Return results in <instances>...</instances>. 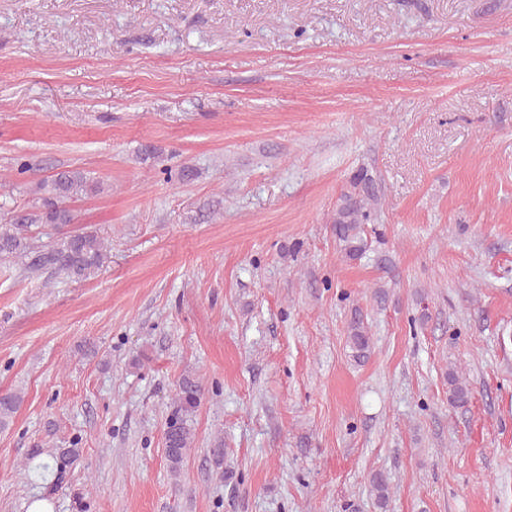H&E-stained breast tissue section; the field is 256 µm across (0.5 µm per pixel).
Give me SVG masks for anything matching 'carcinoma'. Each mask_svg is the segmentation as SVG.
I'll return each instance as SVG.
<instances>
[{"label":"carcinoma","instance_id":"1","mask_svg":"<svg viewBox=\"0 0 512 512\" xmlns=\"http://www.w3.org/2000/svg\"><path fill=\"white\" fill-rule=\"evenodd\" d=\"M44 194L30 211L13 210L0 216V260L20 264L26 270L64 274L76 280H87L107 267L112 250L107 240L98 232L82 230L68 232L58 240L36 245L32 226L55 224L63 226L73 222L68 203L74 199L103 192L102 183L90 173L79 169H64L50 176L42 184ZM379 197L374 181L364 171L354 173L343 187L331 224L341 256L355 261L369 249L366 225L378 218ZM348 357L356 364L367 361L374 349L368 322L358 307L352 309L346 329ZM448 404L463 408L472 398V389L455 367L448 368ZM203 390L199 381L190 375L183 376L176 388L174 407L164 429L165 461L171 476L178 477L184 460L194 441L193 416L200 406ZM22 396L16 392L0 396V427H6L20 409ZM81 439L74 438L72 448L50 457L39 459L33 453L22 464L20 472L27 476L50 474V491L63 487L73 458L79 455ZM370 494L378 512H387L391 487L387 477L376 472L369 480Z\"/></svg>","mask_w":512,"mask_h":512}]
</instances>
